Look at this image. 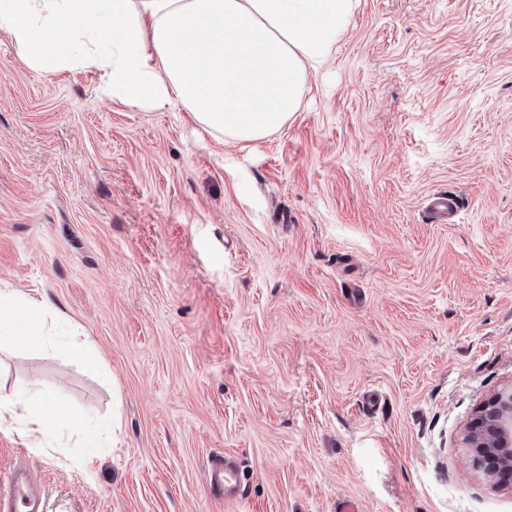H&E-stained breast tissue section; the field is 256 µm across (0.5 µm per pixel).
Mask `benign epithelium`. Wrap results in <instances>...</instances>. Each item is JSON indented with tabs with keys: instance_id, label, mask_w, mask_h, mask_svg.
I'll use <instances>...</instances> for the list:
<instances>
[{
	"instance_id": "1",
	"label": "benign epithelium",
	"mask_w": 512,
	"mask_h": 512,
	"mask_svg": "<svg viewBox=\"0 0 512 512\" xmlns=\"http://www.w3.org/2000/svg\"><path fill=\"white\" fill-rule=\"evenodd\" d=\"M467 442L475 450L474 465L481 466L483 458L488 457L504 477L512 476V390L500 394L482 410Z\"/></svg>"
}]
</instances>
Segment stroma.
I'll list each match as a JSON object with an SVG mask.
<instances>
[{"mask_svg":"<svg viewBox=\"0 0 512 512\" xmlns=\"http://www.w3.org/2000/svg\"><path fill=\"white\" fill-rule=\"evenodd\" d=\"M97 85L0 35V288L61 312L0 345V392L34 378L86 419L41 449L0 430V472L26 463L45 512H512L464 441L512 388V0H359L247 147ZM459 208V199L452 192L439 193L429 204V218L434 222L450 223ZM67 350L72 360L88 365L97 364V357L91 349L85 335L76 331L67 341ZM208 483L214 496L224 498V504L237 500L242 480L237 461L231 456L217 455L209 461Z\"/></svg>","mask_w":512,"mask_h":512,"instance_id":"35a3bbf8","label":"stroma"}]
</instances>
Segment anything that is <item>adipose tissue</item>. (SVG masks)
Returning <instances> with one entry per match:
<instances>
[{"label":"adipose tissue","mask_w":512,"mask_h":512,"mask_svg":"<svg viewBox=\"0 0 512 512\" xmlns=\"http://www.w3.org/2000/svg\"><path fill=\"white\" fill-rule=\"evenodd\" d=\"M358 0H0V34L42 75H98L103 96L144 112L183 109L211 135L267 138L302 104ZM48 298L0 289V338L45 344ZM21 426L32 447L82 413L38 381L0 396V428Z\"/></svg>","instance_id":"ef3b65f1"}]
</instances>
